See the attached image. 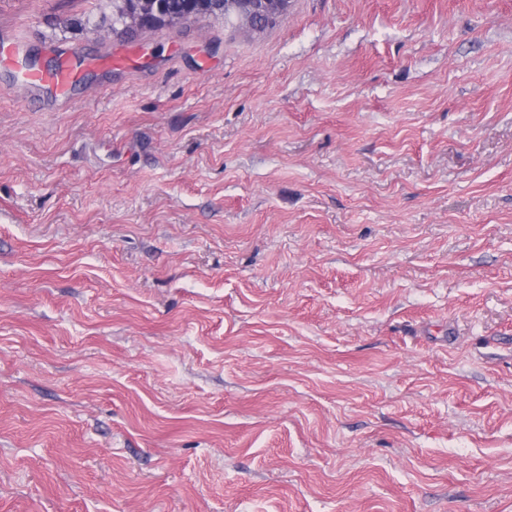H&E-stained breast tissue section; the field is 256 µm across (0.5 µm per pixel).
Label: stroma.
Instances as JSON below:
<instances>
[{
  "label": "stroma",
  "instance_id": "35a3bbf8",
  "mask_svg": "<svg viewBox=\"0 0 512 512\" xmlns=\"http://www.w3.org/2000/svg\"><path fill=\"white\" fill-rule=\"evenodd\" d=\"M0 33V512H512V0ZM76 71L69 64H64L59 69L44 73L26 70L23 72V84L25 86L48 85L56 96L65 98L75 81Z\"/></svg>",
  "mask_w": 512,
  "mask_h": 512
}]
</instances>
